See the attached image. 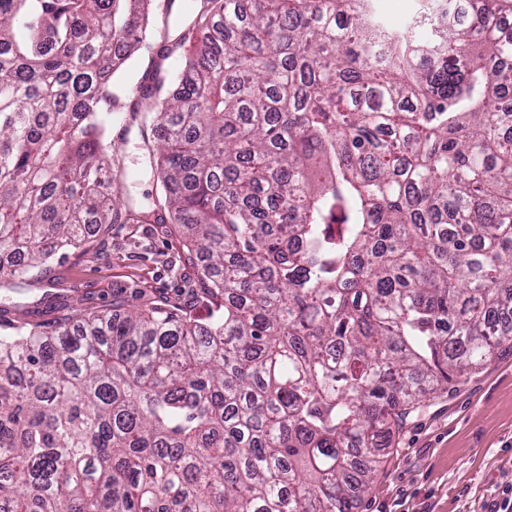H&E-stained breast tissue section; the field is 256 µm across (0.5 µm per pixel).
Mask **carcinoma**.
Instances as JSON below:
<instances>
[{
    "instance_id": "carcinoma-1",
    "label": "carcinoma",
    "mask_w": 512,
    "mask_h": 512,
    "mask_svg": "<svg viewBox=\"0 0 512 512\" xmlns=\"http://www.w3.org/2000/svg\"><path fill=\"white\" fill-rule=\"evenodd\" d=\"M147 2L0 0V288L135 219L105 133ZM509 12L200 0L179 86L145 76L130 112L218 315L8 324L0 512H352L408 416L512 341ZM420 0H378V9L385 23L399 29L410 21L419 8Z\"/></svg>"
}]
</instances>
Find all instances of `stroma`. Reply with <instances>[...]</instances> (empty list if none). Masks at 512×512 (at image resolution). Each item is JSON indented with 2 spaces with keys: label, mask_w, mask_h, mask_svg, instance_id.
I'll use <instances>...</instances> for the list:
<instances>
[{
  "label": "stroma",
  "mask_w": 512,
  "mask_h": 512,
  "mask_svg": "<svg viewBox=\"0 0 512 512\" xmlns=\"http://www.w3.org/2000/svg\"><path fill=\"white\" fill-rule=\"evenodd\" d=\"M149 4V48L134 53L113 79L114 91L132 99L146 73L174 82L181 54L158 60L157 46L176 42L191 22L188 0ZM112 186L150 212L164 188L151 169L137 127L113 121ZM199 288L172 225L118 221L84 252L56 257L22 295L0 289L8 317L42 324L72 312L112 305L139 308L144 297L193 309ZM512 481V347L504 345L478 369L420 407L396 432L368 492L355 512H492Z\"/></svg>",
  "instance_id": "obj_1"
}]
</instances>
